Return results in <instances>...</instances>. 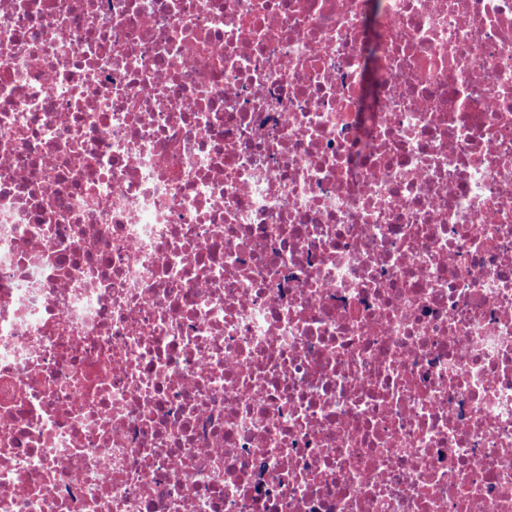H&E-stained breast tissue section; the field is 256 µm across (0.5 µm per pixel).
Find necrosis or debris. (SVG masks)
Wrapping results in <instances>:
<instances>
[{"mask_svg":"<svg viewBox=\"0 0 512 512\" xmlns=\"http://www.w3.org/2000/svg\"><path fill=\"white\" fill-rule=\"evenodd\" d=\"M0 512H512V0H0Z\"/></svg>","mask_w":512,"mask_h":512,"instance_id":"necrosis-or-debris-1","label":"necrosis or debris"}]
</instances>
